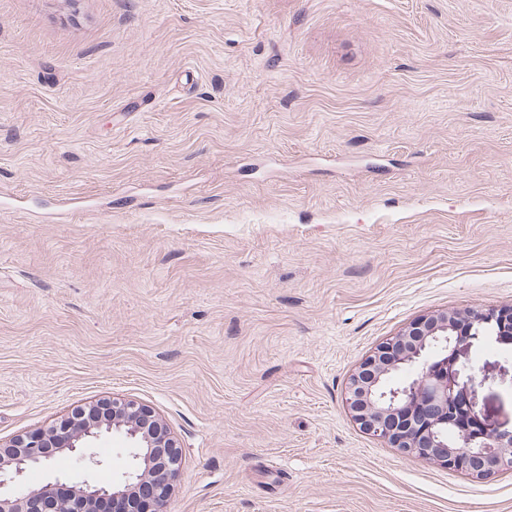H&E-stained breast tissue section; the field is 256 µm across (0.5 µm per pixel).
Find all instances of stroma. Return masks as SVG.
Instances as JSON below:
<instances>
[{
	"instance_id": "1",
	"label": "stroma",
	"mask_w": 512,
	"mask_h": 512,
	"mask_svg": "<svg viewBox=\"0 0 512 512\" xmlns=\"http://www.w3.org/2000/svg\"><path fill=\"white\" fill-rule=\"evenodd\" d=\"M511 305L512 0H0V439L113 395L182 450L164 512H512L344 400L416 317ZM459 365L512 430V344Z\"/></svg>"
}]
</instances>
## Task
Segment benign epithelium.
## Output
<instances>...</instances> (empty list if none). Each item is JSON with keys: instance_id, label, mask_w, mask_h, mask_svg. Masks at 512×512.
Listing matches in <instances>:
<instances>
[{"instance_id": "benign-epithelium-1", "label": "benign epithelium", "mask_w": 512, "mask_h": 512, "mask_svg": "<svg viewBox=\"0 0 512 512\" xmlns=\"http://www.w3.org/2000/svg\"><path fill=\"white\" fill-rule=\"evenodd\" d=\"M512 335V307L441 311L420 316L383 341L351 376L345 402L354 421L368 434L409 457L486 479L512 470V433L471 427L453 416L457 406L473 417L472 390L460 382L458 363L470 340ZM413 377L390 384L396 373ZM123 431L131 448L132 471L110 486L87 481L70 487L55 512H163L182 462V450L164 423L134 400L107 398L81 406L46 428H36L0 443V512H47L58 483L31 489L21 480L31 468L56 455L83 452L105 434Z\"/></svg>"}]
</instances>
